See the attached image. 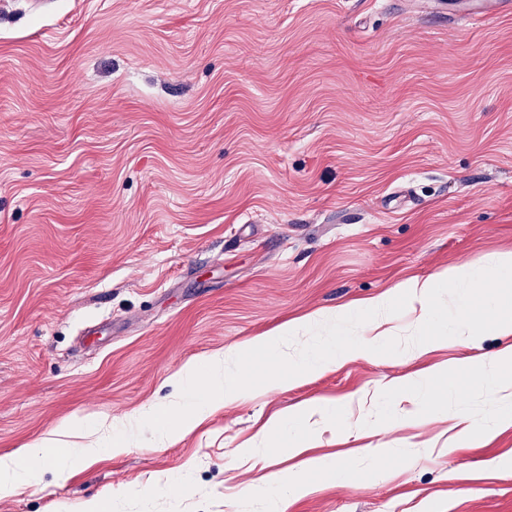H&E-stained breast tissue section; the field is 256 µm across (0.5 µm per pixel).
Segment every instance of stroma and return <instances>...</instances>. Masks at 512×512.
<instances>
[{
  "instance_id": "obj_1",
  "label": "stroma",
  "mask_w": 512,
  "mask_h": 512,
  "mask_svg": "<svg viewBox=\"0 0 512 512\" xmlns=\"http://www.w3.org/2000/svg\"><path fill=\"white\" fill-rule=\"evenodd\" d=\"M512 250V15L450 25L397 0H0V456L180 396L184 365L316 311ZM512 336L343 360L263 385L189 435L0 497V512H512V426L470 362ZM448 367L456 391L410 389ZM322 398L294 456L255 442ZM421 403L424 417L405 419ZM468 442L447 452L448 417ZM184 482L178 498L170 483ZM318 407L326 419L337 423L346 431H352L358 426V422L352 419L350 407L343 402L322 401ZM284 483L286 486V492L283 494H277L271 501L270 511L271 512H287L288 510V497L294 494L304 492V473L299 471L288 475L287 478L280 476L279 474H272L264 481L263 485L280 484ZM289 491V493H288Z\"/></svg>"
}]
</instances>
